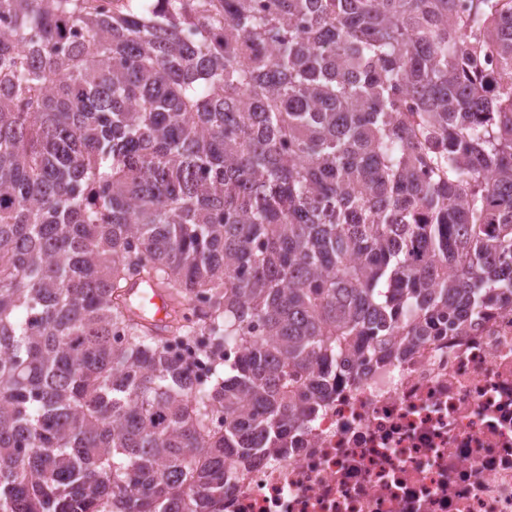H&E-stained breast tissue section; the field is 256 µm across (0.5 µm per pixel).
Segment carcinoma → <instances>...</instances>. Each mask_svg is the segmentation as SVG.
Instances as JSON below:
<instances>
[{
    "label": "carcinoma",
    "instance_id": "cac0c4a2",
    "mask_svg": "<svg viewBox=\"0 0 512 512\" xmlns=\"http://www.w3.org/2000/svg\"><path fill=\"white\" fill-rule=\"evenodd\" d=\"M2 19L0 512H224L364 346L512 304V0Z\"/></svg>",
    "mask_w": 512,
    "mask_h": 512
}]
</instances>
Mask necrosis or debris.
<instances>
[{"label": "necrosis or debris", "mask_w": 512, "mask_h": 512, "mask_svg": "<svg viewBox=\"0 0 512 512\" xmlns=\"http://www.w3.org/2000/svg\"><path fill=\"white\" fill-rule=\"evenodd\" d=\"M224 512H512V305L337 382Z\"/></svg>", "instance_id": "obj_1"}]
</instances>
